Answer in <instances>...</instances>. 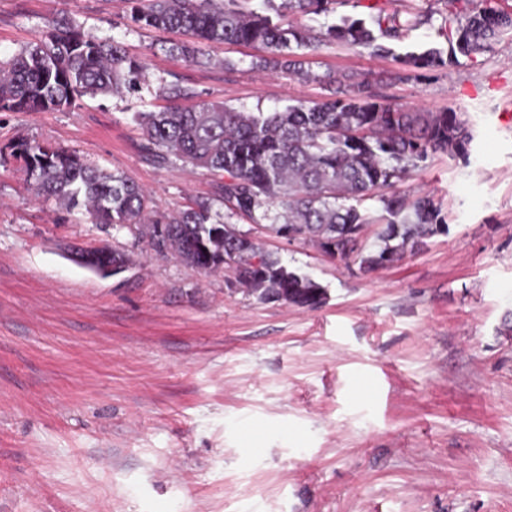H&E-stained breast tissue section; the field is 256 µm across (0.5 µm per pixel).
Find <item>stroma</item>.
I'll list each match as a JSON object with an SVG mask.
<instances>
[{"label":"stroma","instance_id":"1","mask_svg":"<svg viewBox=\"0 0 512 512\" xmlns=\"http://www.w3.org/2000/svg\"><path fill=\"white\" fill-rule=\"evenodd\" d=\"M425 16L393 55L341 44L314 78L261 69L258 49L217 44L204 65L176 33L141 28L130 0H0V58L67 17L142 59L138 92L76 108L0 112V512H512V36L445 66L443 0H389ZM331 74L389 103L453 110L467 157L435 154L405 182L448 231L370 273L259 230L266 250L325 292L314 310L261 303L155 256L126 228L38 199L23 141L77 152L149 194L155 216L210 197L214 178L143 152L136 113L221 102L271 110L328 94ZM129 253L102 279L66 256ZM404 59L408 65L417 69L430 68L445 63L442 52L434 47L421 52H408L405 54Z\"/></svg>","mask_w":512,"mask_h":512}]
</instances>
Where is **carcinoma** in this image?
<instances>
[{"mask_svg": "<svg viewBox=\"0 0 512 512\" xmlns=\"http://www.w3.org/2000/svg\"><path fill=\"white\" fill-rule=\"evenodd\" d=\"M250 0H148L132 8L142 27L177 32L188 40L168 52L200 62L214 44H246L269 53L257 65L286 69L331 86V75L305 69V51L324 43L369 49L384 56L416 16L388 13L386 0H366L365 13L342 15L323 32L294 20L330 14L349 0H264L266 10L245 7ZM508 0H444L448 17L458 21L455 45L463 55L483 52L512 32ZM417 69L444 63L434 47L408 52ZM144 63L116 41L85 34L69 19L53 25L46 40L0 61V112H48L76 107L85 95H116L139 90ZM140 112L144 149L157 163L180 160L216 177L214 195L195 201L170 217L142 223L149 207L144 190L121 173H106L74 151L21 142L13 156L23 163L38 192L66 209L82 208L94 224L126 227L148 240L154 253L172 256L204 273L228 269L229 290L262 303L285 302L316 309L324 288L289 269L259 239L233 219L269 227L277 235L311 246L326 256L351 259L364 273L391 267L448 232L442 210L427 196L409 200L382 194L404 181L436 153L466 149L465 124L455 112H413L393 105L364 83L337 86L319 101H298L273 111H244L222 103H177ZM380 203L376 215L362 208ZM224 213L213 210L214 203ZM377 223L375 241L361 243L363 228ZM72 260L102 278L111 267L131 268L132 257L106 246L78 249Z\"/></svg>", "mask_w": 512, "mask_h": 512, "instance_id": "obj_1", "label": "carcinoma"}]
</instances>
